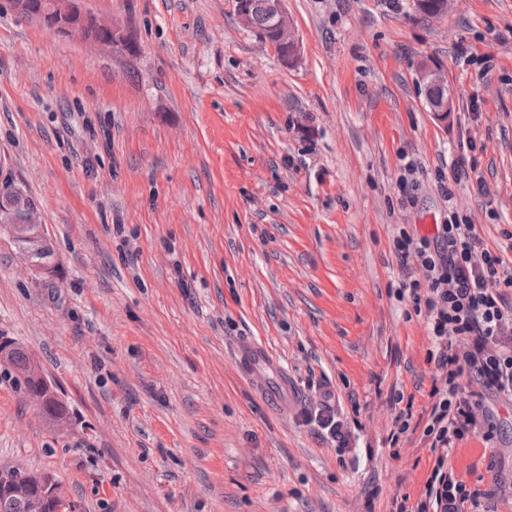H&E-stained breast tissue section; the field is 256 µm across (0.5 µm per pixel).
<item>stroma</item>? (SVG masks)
<instances>
[{
  "instance_id": "1",
  "label": "stroma",
  "mask_w": 512,
  "mask_h": 512,
  "mask_svg": "<svg viewBox=\"0 0 512 512\" xmlns=\"http://www.w3.org/2000/svg\"><path fill=\"white\" fill-rule=\"evenodd\" d=\"M409 3L286 0L288 67L232 0H81L134 57L0 0V179L53 245L44 275L0 233V337L67 411L49 420L0 365V470L50 475L75 512H386L417 497L430 451L390 447V397L421 414L432 370L422 317L389 294L404 275L392 238L433 234L452 209L489 247L512 232V0H449L429 21ZM425 63L456 98L447 124L420 91ZM462 156L484 193L453 180ZM252 340L275 370L239 368ZM327 401L350 452L315 421Z\"/></svg>"
}]
</instances>
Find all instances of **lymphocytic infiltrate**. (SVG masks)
<instances>
[{
  "label": "lymphocytic infiltrate",
  "mask_w": 512,
  "mask_h": 512,
  "mask_svg": "<svg viewBox=\"0 0 512 512\" xmlns=\"http://www.w3.org/2000/svg\"><path fill=\"white\" fill-rule=\"evenodd\" d=\"M393 248L400 264L417 265V275L392 295L425 320V361L434 375L426 414L414 417L407 407L393 417L391 444L420 432L432 461L417 502L392 497L388 512H498L506 457L485 427L486 403L512 400V257L504 247L489 248L476 225L455 215L431 237L398 227ZM470 440L489 448L485 471L474 481L454 463Z\"/></svg>",
  "instance_id": "lymphocytic-infiltrate-1"
}]
</instances>
